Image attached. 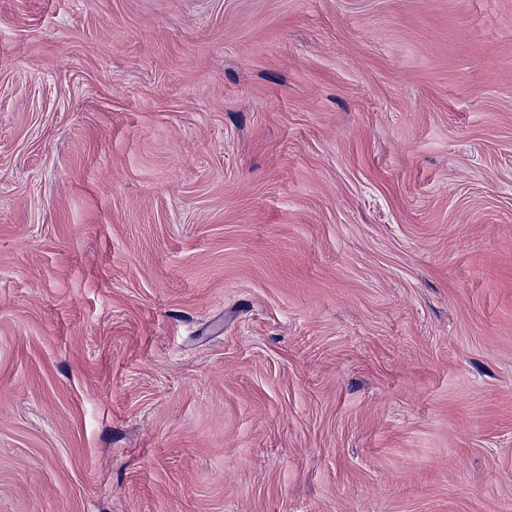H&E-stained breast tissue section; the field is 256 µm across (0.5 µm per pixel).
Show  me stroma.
<instances>
[{
    "mask_svg": "<svg viewBox=\"0 0 512 512\" xmlns=\"http://www.w3.org/2000/svg\"><path fill=\"white\" fill-rule=\"evenodd\" d=\"M0 512H512V0H0Z\"/></svg>",
    "mask_w": 512,
    "mask_h": 512,
    "instance_id": "1",
    "label": "stroma"
}]
</instances>
